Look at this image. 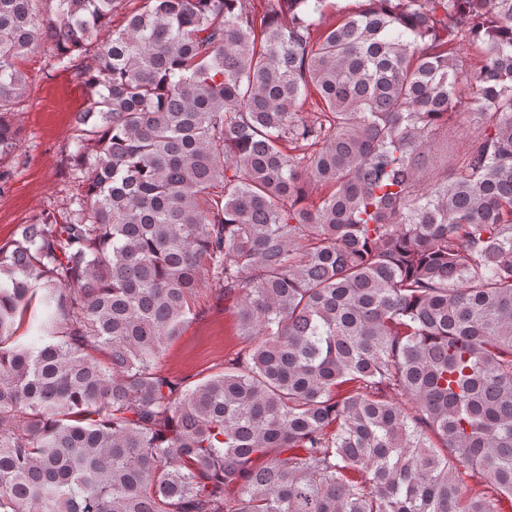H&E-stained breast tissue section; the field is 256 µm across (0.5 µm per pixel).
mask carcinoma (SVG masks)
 <instances>
[{"mask_svg": "<svg viewBox=\"0 0 512 512\" xmlns=\"http://www.w3.org/2000/svg\"><path fill=\"white\" fill-rule=\"evenodd\" d=\"M140 2L0 0V161L25 54L91 96L65 211L0 244V512H503L512 0ZM205 273L250 345L190 386ZM457 112L465 113L461 126L455 127V132L448 136V157L455 156L462 153L468 143L471 135L474 134L477 126L472 121V117L469 118L468 112H475V104L472 95L469 93L463 94L461 99L457 103Z\"/></svg>", "mask_w": 512, "mask_h": 512, "instance_id": "1", "label": "carcinoma"}]
</instances>
